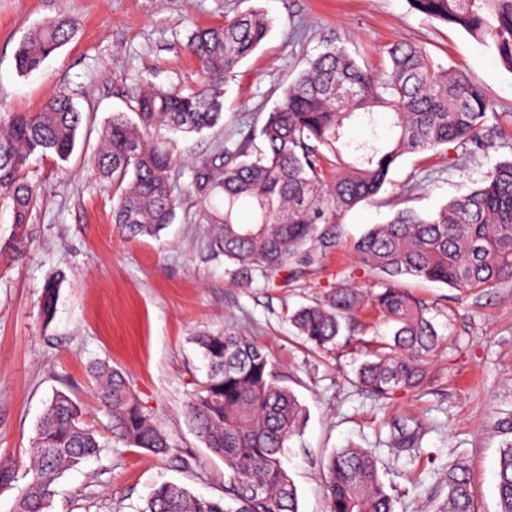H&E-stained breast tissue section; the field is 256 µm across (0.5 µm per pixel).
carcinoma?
Returning a JSON list of instances; mask_svg holds the SVG:
<instances>
[{
    "instance_id": "obj_1",
    "label": "carcinoma",
    "mask_w": 512,
    "mask_h": 512,
    "mask_svg": "<svg viewBox=\"0 0 512 512\" xmlns=\"http://www.w3.org/2000/svg\"><path fill=\"white\" fill-rule=\"evenodd\" d=\"M418 13L457 27L493 52L512 71V0H409ZM76 22L48 18L20 42L15 66L38 69L74 37ZM270 20L251 10L224 25L198 28L187 48L205 76L202 86H150L133 97L134 117L115 112L101 132L92 166L112 187V221L129 237L158 238L177 208L191 203L200 222L211 225V252L233 265L235 279L285 272L300 278L337 246L341 217L369 203L390 183V173L408 154L438 148L465 150L480 137L489 102L479 80L434 63L425 48L396 41L383 48L384 69L363 68L342 45L329 43L309 59L268 113L251 152L244 138L219 144L194 167L186 189L172 180L179 159L175 134L201 132L223 118V83L265 41ZM391 114V133L378 130L376 114ZM82 122L72 100L59 92L36 112L0 118V202L14 223L27 222L38 205L25 170L34 157L67 160ZM360 123L367 134L350 135ZM247 207L252 222L241 224ZM360 263L378 276L369 288L341 285L288 316L297 335L316 349L356 340L360 314L373 309L392 325L375 342L359 383L380 398L427 382L440 333L430 307L401 285L413 276L461 293L512 284V159L497 162L480 184L438 212L401 211L374 224L354 244ZM60 287L44 288L42 312L54 315ZM208 369L190 397L187 422L212 454L224 461V496L191 494L175 482L154 487L142 512H298L297 493L282 465L287 442L300 431L303 406L282 385L264 348L233 332L194 338ZM98 382L100 411L112 439L165 456L170 438L152 422L123 373L106 361L90 367ZM503 437L497 469L499 512H512V410L495 420ZM106 442L87 427L78 403L53 394L37 426L26 483L12 512H49L55 485L67 470L97 456ZM325 493L329 512H393L375 456L345 448L330 461ZM473 488L466 466L448 467L446 507L472 512Z\"/></svg>"
}]
</instances>
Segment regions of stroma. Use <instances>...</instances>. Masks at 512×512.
<instances>
[{"mask_svg": "<svg viewBox=\"0 0 512 512\" xmlns=\"http://www.w3.org/2000/svg\"><path fill=\"white\" fill-rule=\"evenodd\" d=\"M252 7L272 29L224 86V125L179 141L178 185L217 143L240 141L280 101L306 61L326 44L344 45L376 67L394 41L424 46L435 62L477 77L489 101L485 146L466 157L445 150L408 155L374 202L347 212L338 245L293 283L282 275L239 285L208 246L209 225L177 211L159 238L130 239L112 222V192L88 161L104 122L127 111L145 83L182 89L203 80L186 44L197 27L223 24ZM68 15L73 40L40 71L20 75L14 53L44 19ZM65 91L83 113L68 161L33 160L27 175L40 203L27 224H14L0 203V462L22 464L55 391L81 403L86 423L108 435L89 365L121 370L175 445L170 456L112 442L97 458L67 472L50 512H142L164 481L212 498L224 494V462L191 430L184 410L205 377L194 336L232 331L268 352L283 385L304 405L301 433L283 459L299 512H328L324 483L334 454L347 447L376 456L394 512H438L448 494L447 465H466L474 512H498L495 468L501 439L495 412L512 409V286L471 291L406 278L440 325L442 340L420 390L378 399L361 387L362 349L341 343L312 348L296 336L289 313L342 283L362 287L375 276L360 265L355 240L395 213L436 212L476 187L499 160L512 156V73L464 31L427 19L408 0H0V102L38 111ZM62 283L52 320H44L46 283ZM414 448L398 444L400 428Z\"/></svg>", "mask_w": 512, "mask_h": 512, "instance_id": "1", "label": "stroma"}]
</instances>
